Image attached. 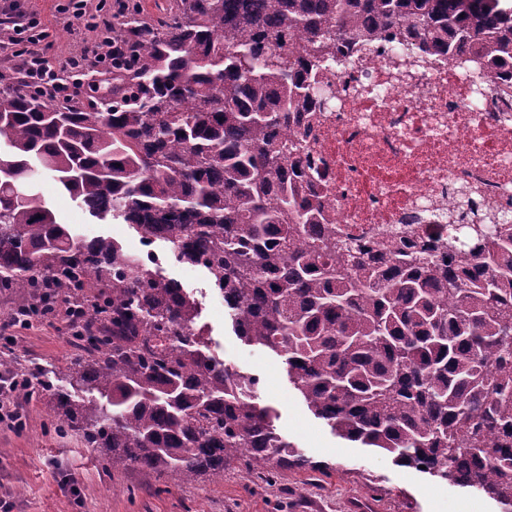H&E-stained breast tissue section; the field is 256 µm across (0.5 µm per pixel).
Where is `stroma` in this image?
<instances>
[{
    "instance_id": "1",
    "label": "stroma",
    "mask_w": 512,
    "mask_h": 512,
    "mask_svg": "<svg viewBox=\"0 0 512 512\" xmlns=\"http://www.w3.org/2000/svg\"><path fill=\"white\" fill-rule=\"evenodd\" d=\"M26 2L48 32L42 50L50 62L75 52L89 37V30L58 12L67 0H0V14ZM34 191L60 223L89 237H111L126 251L136 249L139 236L129 225L90 217L52 175L40 174ZM161 273L180 280L199 301L214 353L258 377L259 403L273 409L278 431L318 464V471L291 467L267 479L239 461L220 482L178 484L163 478L147 484L133 469L107 471L97 449L78 436L58 435L49 408L31 401L25 427L0 424V501L8 502L11 512H351L358 500L371 502L375 512H499L487 496L428 479L396 465L388 454L337 437L293 389L281 358L246 345L225 323L223 311L211 307L204 269L188 273L171 260ZM76 353L61 313L0 331V360L18 375L53 376Z\"/></svg>"
}]
</instances>
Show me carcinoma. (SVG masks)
<instances>
[{
    "mask_svg": "<svg viewBox=\"0 0 512 512\" xmlns=\"http://www.w3.org/2000/svg\"><path fill=\"white\" fill-rule=\"evenodd\" d=\"M391 30L396 66L467 47L494 80L512 59V0H174L152 22L134 4L103 42L100 105L0 77V293L16 311L49 316L61 298L82 312L83 353L33 392L109 469L195 482L224 480L236 460L268 477L316 466L256 402L258 378L218 361L191 294L18 199L35 160L91 216L180 262L205 248L236 335L282 357L338 437L512 512V214L439 246L402 235L379 258L328 234L303 187L318 168L279 139L308 103L327 104L314 57Z\"/></svg>",
    "mask_w": 512,
    "mask_h": 512,
    "instance_id": "carcinoma-1",
    "label": "carcinoma"
}]
</instances>
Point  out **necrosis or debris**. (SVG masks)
I'll use <instances>...</instances> for the list:
<instances>
[{
  "label": "necrosis or debris",
  "mask_w": 512,
  "mask_h": 512,
  "mask_svg": "<svg viewBox=\"0 0 512 512\" xmlns=\"http://www.w3.org/2000/svg\"><path fill=\"white\" fill-rule=\"evenodd\" d=\"M378 41L317 72L334 108L312 107L307 154L323 173L325 219L341 238L447 241L457 189L488 213L512 211V97L473 90L441 54L401 75Z\"/></svg>",
  "instance_id": "4bbe7bcc"
}]
</instances>
